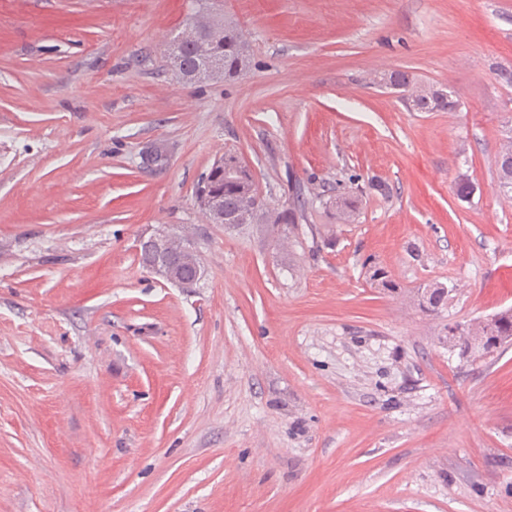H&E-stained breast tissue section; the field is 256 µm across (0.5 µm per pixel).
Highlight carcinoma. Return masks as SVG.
Masks as SVG:
<instances>
[{
  "mask_svg": "<svg viewBox=\"0 0 512 512\" xmlns=\"http://www.w3.org/2000/svg\"><path fill=\"white\" fill-rule=\"evenodd\" d=\"M194 24H185L176 41L177 71L182 79L194 81L207 61L220 57L224 61V78L240 77L248 66V43L238 23L221 13L213 14L203 7L196 11ZM411 106L420 112L453 110L448 104V94L442 91L419 93L408 98ZM239 157L224 154V170L236 172L235 181L217 178L214 189L224 192V223L226 224H296L303 218L292 208L275 207L258 193L250 168L237 166ZM498 187L512 192V136L506 137V145L498 161ZM451 289L443 284H433L423 292L426 303L437 310L448 302ZM448 342L463 353H489L512 343V308L503 309L492 316L467 327H448Z\"/></svg>",
  "mask_w": 512,
  "mask_h": 512,
  "instance_id": "1",
  "label": "carcinoma"
}]
</instances>
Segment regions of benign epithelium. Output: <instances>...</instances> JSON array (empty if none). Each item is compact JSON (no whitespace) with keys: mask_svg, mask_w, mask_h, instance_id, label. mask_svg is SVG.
Instances as JSON below:
<instances>
[{"mask_svg":"<svg viewBox=\"0 0 512 512\" xmlns=\"http://www.w3.org/2000/svg\"><path fill=\"white\" fill-rule=\"evenodd\" d=\"M198 203L213 217L214 223H224L223 194L202 190L198 194ZM138 252L148 269L168 282L190 286L204 276V268L196 261V250L191 245L182 250L177 260L169 259L167 235L164 233L142 234L138 240Z\"/></svg>","mask_w":512,"mask_h":512,"instance_id":"7a95c632","label":"benign epithelium"}]
</instances>
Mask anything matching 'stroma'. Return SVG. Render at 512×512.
Masks as SVG:
<instances>
[{"label": "stroma", "instance_id": "1", "mask_svg": "<svg viewBox=\"0 0 512 512\" xmlns=\"http://www.w3.org/2000/svg\"><path fill=\"white\" fill-rule=\"evenodd\" d=\"M196 7L0 0V512H512V346L446 340L512 307V0H222L249 67L186 82ZM227 152L300 204L281 242L205 218ZM148 228L203 279L144 268ZM425 92L407 98L411 106L420 112H433L440 110H455L451 104H448V94L443 91H430L424 89ZM510 136L506 137V145L501 151L498 166V187L503 191L512 192V129Z\"/></svg>", "mask_w": 512, "mask_h": 512}]
</instances>
